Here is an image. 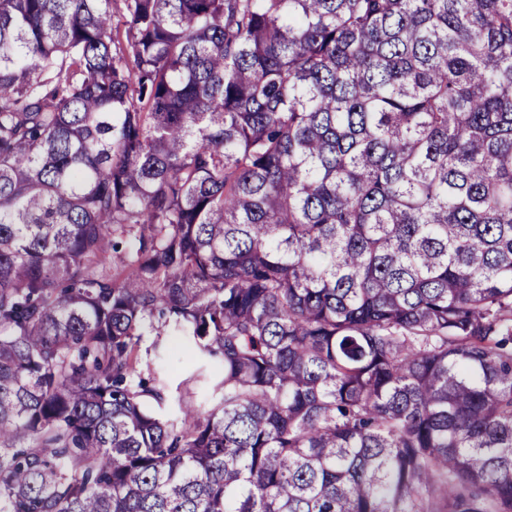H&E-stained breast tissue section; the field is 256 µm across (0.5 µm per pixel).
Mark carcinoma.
Returning a JSON list of instances; mask_svg holds the SVG:
<instances>
[{
  "mask_svg": "<svg viewBox=\"0 0 512 512\" xmlns=\"http://www.w3.org/2000/svg\"><path fill=\"white\" fill-rule=\"evenodd\" d=\"M112 2L0 0V512H512V0ZM166 334L161 337V343L166 346V354L162 359H158L150 347L156 336H144L139 369L143 377L149 375L165 377L169 384L170 395L176 397V387L188 379L194 370V363L189 352L182 346L180 337L170 332Z\"/></svg>",
  "mask_w": 512,
  "mask_h": 512,
  "instance_id": "cac0c4a2",
  "label": "carcinoma"
}]
</instances>
